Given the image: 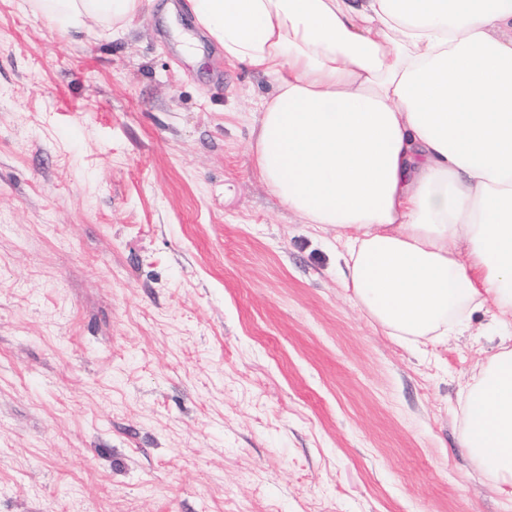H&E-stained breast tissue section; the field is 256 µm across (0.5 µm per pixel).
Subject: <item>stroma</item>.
Listing matches in <instances>:
<instances>
[{
    "label": "stroma",
    "instance_id": "stroma-1",
    "mask_svg": "<svg viewBox=\"0 0 512 512\" xmlns=\"http://www.w3.org/2000/svg\"><path fill=\"white\" fill-rule=\"evenodd\" d=\"M190 0H0V512H512L461 448L511 324L391 336L259 179ZM143 0H37L42 12L50 19H67L80 27L85 17L110 19L130 25L136 18Z\"/></svg>",
    "mask_w": 512,
    "mask_h": 512
}]
</instances>
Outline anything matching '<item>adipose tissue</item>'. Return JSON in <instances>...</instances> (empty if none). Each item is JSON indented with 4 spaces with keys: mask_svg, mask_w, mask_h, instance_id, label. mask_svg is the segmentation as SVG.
<instances>
[{
    "mask_svg": "<svg viewBox=\"0 0 512 512\" xmlns=\"http://www.w3.org/2000/svg\"><path fill=\"white\" fill-rule=\"evenodd\" d=\"M132 23L142 0H37ZM224 57L273 77L261 180L336 234L355 299L392 336L512 318V0H191ZM462 446L512 496V348L475 378Z\"/></svg>",
    "mask_w": 512,
    "mask_h": 512,
    "instance_id": "adipose-tissue-1",
    "label": "adipose tissue"
}]
</instances>
